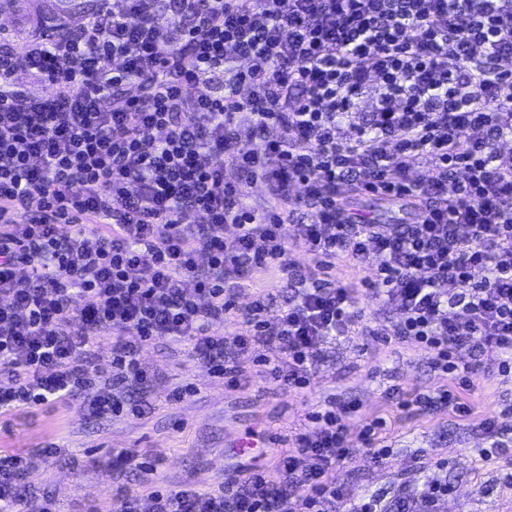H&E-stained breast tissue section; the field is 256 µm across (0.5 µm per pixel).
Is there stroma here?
<instances>
[{
    "mask_svg": "<svg viewBox=\"0 0 512 512\" xmlns=\"http://www.w3.org/2000/svg\"><path fill=\"white\" fill-rule=\"evenodd\" d=\"M88 15L78 6L56 15L55 0H5L0 34L10 36L20 54L33 31L58 24L76 28ZM379 264L371 252L362 264L344 257L331 269L332 280L353 289L361 318L351 335L328 345L306 387L259 377L255 359L265 354L262 346L236 357L248 384L227 387L191 355L186 342L164 339L140 352L158 374L148 395L152 408L143 417L95 415L87 406L92 397L87 391L65 403L0 418V451L29 457L21 482L27 512H36L44 496L54 499L58 512H110L113 501L131 491L144 498L160 486L212 491L238 471L275 475V437L304 431L309 413L331 402L355 406L351 436L375 417L387 422L379 433L389 450L386 458L373 463L369 449L358 446L333 470L345 504L366 497L390 504L401 493L440 478L451 493L439 502L438 512H512V447L484 456L490 442L479 426L480 419L499 414L512 425V378L495 372L478 378L470 394L474 413L466 420L416 403L417 395L436 393L446 379L433 371L424 349L378 338V331L402 317L397 305L384 303L360 284L374 277ZM291 294L285 275L272 268L243 283L238 305L246 308L261 298L276 309ZM187 385L193 393L174 399V392ZM250 429L262 432L265 442L245 453L236 443ZM50 444L56 453L44 455ZM124 450L136 453L146 470L125 464Z\"/></svg>",
    "mask_w": 512,
    "mask_h": 512,
    "instance_id": "stroma-1",
    "label": "stroma"
}]
</instances>
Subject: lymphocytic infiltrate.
<instances>
[{"label": "lymphocytic infiltrate", "instance_id": "f902f5d3", "mask_svg": "<svg viewBox=\"0 0 512 512\" xmlns=\"http://www.w3.org/2000/svg\"><path fill=\"white\" fill-rule=\"evenodd\" d=\"M511 59L512 0H98L66 36L29 37L46 97L15 80L0 38V416L93 385L95 414L143 416L156 374L140 351L167 338L232 388L247 382L232 354L256 345L268 380L309 384L358 313L353 289L290 259L296 242L315 263L375 251L366 286L399 303L394 336L431 351L449 375L438 403L471 417L482 364L454 350L494 351L512 372ZM366 97L368 122L352 123ZM366 193L417 222L374 223ZM270 267L293 297L237 307L233 289ZM106 331L103 380L75 358ZM350 413H312L277 479L157 490L150 512H330ZM27 468L0 456V512Z\"/></svg>", "mask_w": 512, "mask_h": 512}]
</instances>
